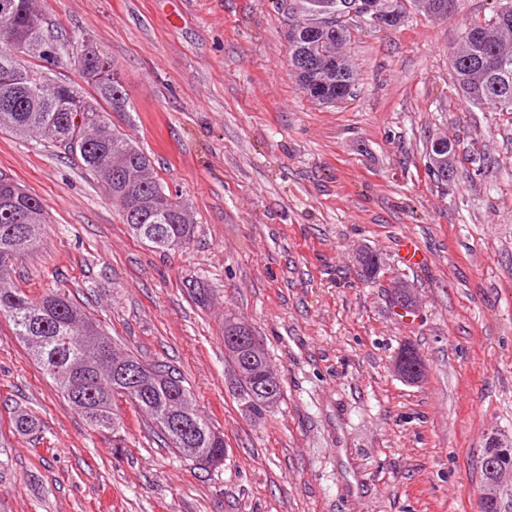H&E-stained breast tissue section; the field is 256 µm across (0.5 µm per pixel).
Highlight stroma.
I'll list each match as a JSON object with an SVG mask.
<instances>
[{"label": "stroma", "instance_id": "stroma-1", "mask_svg": "<svg viewBox=\"0 0 512 512\" xmlns=\"http://www.w3.org/2000/svg\"><path fill=\"white\" fill-rule=\"evenodd\" d=\"M289 3L35 0L70 54L84 33L112 58L133 109L110 120L196 228L182 249L151 248L76 160L0 132V171L46 217L11 279L61 290L120 351L172 366L223 433L224 464L186 460L125 402L114 447L1 320L0 512H477L486 441L512 436V114L467 107L449 58L494 5L356 31L355 91L320 105L288 67ZM443 135L448 190L425 173ZM403 237L420 265L403 264ZM363 248L384 259L377 282L359 279ZM395 277L415 310L396 308ZM229 316L283 386L259 418L224 361ZM407 344L426 365L417 383L392 368ZM20 411L35 430H12Z\"/></svg>", "mask_w": 512, "mask_h": 512}]
</instances>
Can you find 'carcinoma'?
<instances>
[{
	"mask_svg": "<svg viewBox=\"0 0 512 512\" xmlns=\"http://www.w3.org/2000/svg\"><path fill=\"white\" fill-rule=\"evenodd\" d=\"M488 19L473 20L478 36L460 38L449 61L462 99L470 106L495 110L504 95L492 72L506 64L512 96V14L501 22L498 9L512 0H496ZM314 0H295L288 22L298 29L288 41V63L309 98L334 104L351 94L354 70L344 48L351 41L349 28L336 19L319 20ZM9 31L15 44H0V131L19 138L35 135L43 145L77 159L107 188L119 206L122 221L136 238L160 250L188 245L195 223L187 206L166 190L154 164L128 134L108 122L111 112H129L131 103L112 66L96 51V64L74 65L82 82L53 77L54 67L70 57L68 44L49 30L32 0H0V30ZM86 106L78 111L72 98ZM45 223L40 199L0 171V319L9 321L14 336L44 375L52 378L71 408L89 424L117 437L124 428L116 412L123 397L145 413L169 444L187 459L211 468L224 461V434L193 405L190 390L170 367L146 365L149 373L134 381L126 393L115 366L142 361L116 351L99 321L57 289L39 297L7 281L8 262L33 249ZM224 353L236 365L239 400L260 416L281 396V385L267 356L249 359L224 332ZM12 428L28 433L35 418L18 413Z\"/></svg>",
	"mask_w": 512,
	"mask_h": 512,
	"instance_id": "1",
	"label": "carcinoma"
}]
</instances>
